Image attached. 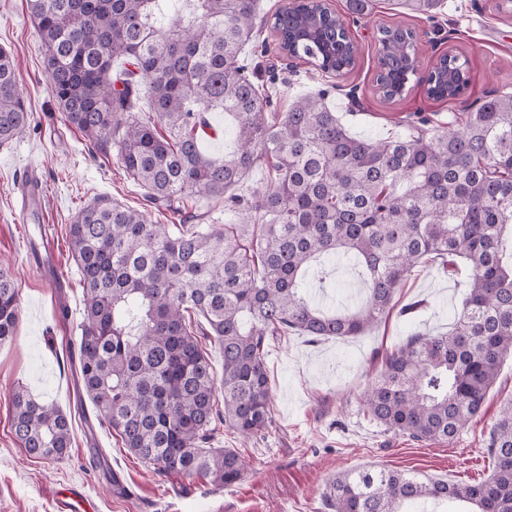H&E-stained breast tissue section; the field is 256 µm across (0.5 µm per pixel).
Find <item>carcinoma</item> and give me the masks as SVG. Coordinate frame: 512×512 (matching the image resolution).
Returning <instances> with one entry per match:
<instances>
[{
  "mask_svg": "<svg viewBox=\"0 0 512 512\" xmlns=\"http://www.w3.org/2000/svg\"><path fill=\"white\" fill-rule=\"evenodd\" d=\"M403 4L430 16L443 0ZM28 9L70 125L98 147H115L155 206L222 195L238 217L222 230L171 231L100 196L69 225L84 302L78 379L99 424L131 455L159 473L238 483L242 456L212 440L218 422L244 441L272 427L270 343L360 335L389 314L422 263L465 273L468 292L448 332L415 334L386 355L364 410L388 432L434 442L453 439L481 412L512 353V92L448 113L440 133L421 128L423 119L397 137L358 138L326 90L268 115L274 84L256 82L241 62L270 27L292 56L324 73L348 72L357 49L345 21L326 8L308 3L267 16L258 0H28ZM303 17L318 19L317 36L301 32ZM379 33L376 83L392 100L417 73L418 45L405 28ZM422 82L428 97L454 100L469 77L448 54ZM144 87L149 110L140 112ZM212 110L234 121V147L221 159L200 145ZM31 123L13 58L0 47V146ZM262 159L270 180L247 196L229 193ZM319 257L363 266L360 303L324 309L311 301L307 274ZM18 321V291L0 263V345ZM210 339L223 352L220 376L203 350ZM11 403L21 447L63 459L71 447L66 413L24 386ZM488 448L494 468L481 482L377 466L337 474L323 501L329 512H405L403 504L421 499L512 512V400L501 406Z\"/></svg>",
  "mask_w": 512,
  "mask_h": 512,
  "instance_id": "cac0c4a2",
  "label": "carcinoma"
}]
</instances>
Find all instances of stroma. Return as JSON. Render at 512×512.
Returning a JSON list of instances; mask_svg holds the SVG:
<instances>
[{
	"label": "stroma",
	"mask_w": 512,
	"mask_h": 512,
	"mask_svg": "<svg viewBox=\"0 0 512 512\" xmlns=\"http://www.w3.org/2000/svg\"><path fill=\"white\" fill-rule=\"evenodd\" d=\"M500 0H444L435 18L413 13L397 0H374L370 14L350 25L359 45L354 68L340 76L288 58L276 35L243 59L260 83L276 81L272 111L324 89L350 132L369 138L405 133L420 117L433 124L482 103L495 90L512 89V11ZM412 29L421 47V73L445 53L467 60L470 85L460 99L428 98L419 77L401 97L378 91V30ZM0 47L9 50L18 84L33 112V128L0 147V262L9 264L19 294L14 339L0 346V512H58L65 491L79 487L83 512H325L328 480L343 471L385 466L474 483L492 471L489 432L501 405L512 399V355L507 356L480 414L447 442L416 441L384 431L364 414L362 395L388 353L418 332H444L461 305L466 283L423 264L396 294L407 314L392 312L364 334L318 341L287 336L269 348L274 426L241 444L217 426V448H237L245 475L217 488L197 478L156 472L101 426L79 391L70 358L83 320L80 275L69 253L68 226L94 198L110 196L147 211L155 224L233 223L219 196L194 194L178 209L156 208L128 179L115 152H102L66 121L46 82L44 51L26 0H0ZM27 387L67 414L72 444L56 462L30 457L11 426L10 398Z\"/></svg>",
	"instance_id": "stroma-1"
}]
</instances>
